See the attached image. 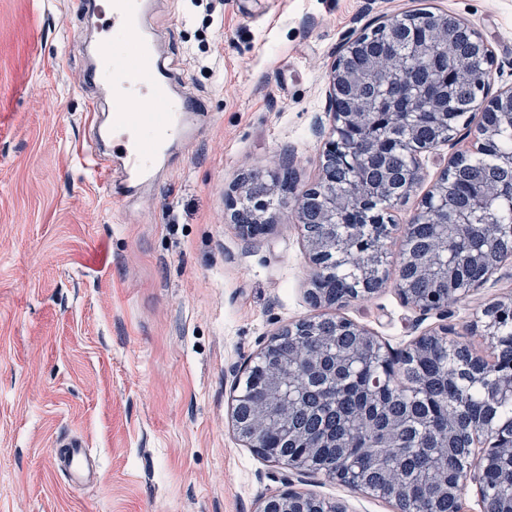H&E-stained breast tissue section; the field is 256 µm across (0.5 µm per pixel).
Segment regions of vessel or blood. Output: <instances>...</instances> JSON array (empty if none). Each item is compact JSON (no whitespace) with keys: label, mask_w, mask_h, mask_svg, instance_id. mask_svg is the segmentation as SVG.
<instances>
[{"label":"vessel or blood","mask_w":512,"mask_h":512,"mask_svg":"<svg viewBox=\"0 0 512 512\" xmlns=\"http://www.w3.org/2000/svg\"><path fill=\"white\" fill-rule=\"evenodd\" d=\"M144 0H100L98 12H111L110 37L95 46L91 79L113 87L110 109L115 114L111 131L116 144L112 153L94 149L93 168L102 179H109L112 160H119L129 189H137L152 177L158 159L170 147L184 141L188 131L187 113L197 111L194 102L173 88V74L156 63L155 46L141 24ZM140 98L151 107L143 113L128 110V101ZM135 139H128V132ZM62 467L71 482L94 480L97 467L90 449L78 439L67 442L61 454Z\"/></svg>","instance_id":"vessel-or-blood-1"}]
</instances>
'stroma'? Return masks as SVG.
<instances>
[{"mask_svg":"<svg viewBox=\"0 0 512 512\" xmlns=\"http://www.w3.org/2000/svg\"><path fill=\"white\" fill-rule=\"evenodd\" d=\"M85 0H0V512H259L286 489L345 512L393 503L324 473L257 455L231 421L238 370L289 323L331 315L308 298L303 230L282 209L243 239L230 219L248 174L291 165L314 184L332 123L328 77L343 46L384 18L448 12L490 42V91L512 86V0H152L145 16L184 96L202 107L191 143L127 204L89 164L92 48L108 35ZM423 154L422 181L390 208L387 269L448 163ZM512 296L493 275L447 319L420 315L394 282L343 313L392 348L447 322L467 333L478 301ZM81 438L98 465L75 487L55 466Z\"/></svg>","mask_w":512,"mask_h":512,"instance_id":"stroma-1","label":"stroma"}]
</instances>
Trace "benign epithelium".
<instances>
[{"mask_svg":"<svg viewBox=\"0 0 512 512\" xmlns=\"http://www.w3.org/2000/svg\"><path fill=\"white\" fill-rule=\"evenodd\" d=\"M441 18L447 26L443 28L436 24L434 32L444 33L450 42L461 41L469 46L470 59H456L454 69L459 81L482 88V94L471 98L466 105L468 111L481 115V121L475 135V150L452 154L417 212L424 222L435 211L442 214V220L432 222L429 247L434 258L420 264L413 248L400 253L397 290L407 305L422 314L442 311L448 308V302L432 303L430 299L422 298L410 288L406 275L410 272L415 277L434 279L439 260H444L448 266L455 265L454 252L448 247L449 230H460L456 238L464 243L470 259L486 269L485 277L468 283L465 293L469 295L512 260V224H495L487 219L480 225L478 234L467 232L474 227L471 215L486 207L484 190L477 188L466 193H454L448 183L458 164L471 160L473 153H484L487 144L499 137L501 131L512 129V87L489 93L488 77L494 64L490 43L480 31L458 17L444 13ZM405 20L406 16L397 15L378 24L377 29L385 36L386 51L403 48L410 60L431 52L438 44L435 39L423 44L405 40ZM357 55L366 57L368 63L359 68L351 67L350 60ZM375 70L366 35L348 42L329 74L332 126L325 142L320 179L295 194L292 200L297 222L305 231L307 255L314 269L308 297L316 307L337 308L351 301L365 300L382 288L387 277L388 241L393 228L391 224L382 223V214L387 211L385 204L393 198L391 187L399 183L403 185V193H410L420 179L419 157L453 140L449 134L453 128V113L448 111L451 99L442 96L432 82L417 86L422 99L437 116L430 138H420L416 128L409 123L402 127L399 137L391 131L384 136L375 134V115L406 101L409 88L404 76L386 81L374 79L371 73ZM383 147H394L404 152L409 160L408 166L400 172H392L383 164L372 165L374 160H383ZM483 175L495 187L500 198L512 200V153L497 156ZM281 185V180L275 175L269 180L261 175H249L238 184L242 202L256 207L255 222L265 230L273 223V214L269 213L264 198L278 193ZM356 205L374 231L365 235L356 231L339 233V220ZM340 268L349 271L352 278V293L344 299L332 294L328 286L329 276ZM506 320H512L511 296L481 305V316L472 324V330L489 341L495 351V361L488 365L473 357L462 373L467 379L480 383L482 371L490 366L496 377L487 404V425L472 431L466 442L468 462L445 490L448 512H461L463 490L469 484L476 487L483 512H497L493 508L494 499L486 490V475L501 455H512V423L495 417L497 406L512 402V337L503 335L500 330ZM333 321L336 335L356 336L358 342L368 345L370 352L376 354L384 376L412 377L414 363L434 347L449 357L461 349L458 343L448 339L452 330L446 326L417 336L403 350L392 351L356 322L338 313L334 314ZM316 325L315 320H302L286 326L271 337L256 360L270 359L273 377L280 375L284 364H289V378L296 382L302 379L304 368L320 376H338L344 365L328 359L319 350L307 351L294 346L285 353L281 349L282 337L308 336L314 333ZM244 399L243 392L235 396L231 418L247 447L262 456L264 448L259 438L270 428L267 408L252 412L249 426L245 428L239 419V408ZM304 500L302 494L290 490L278 503V510L302 512Z\"/></svg>","mask_w":512,"mask_h":512,"instance_id":"benign-epithelium-1","label":"benign epithelium"}]
</instances>
